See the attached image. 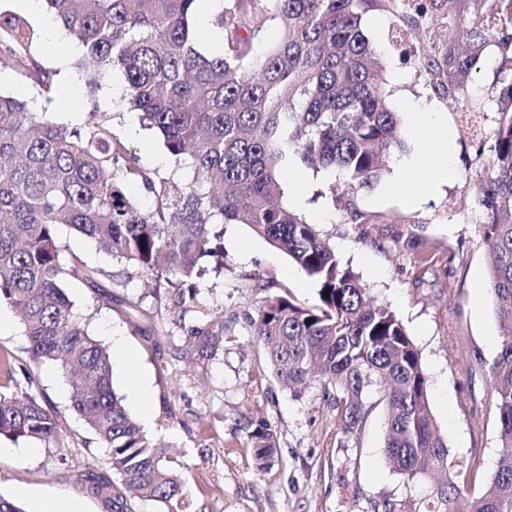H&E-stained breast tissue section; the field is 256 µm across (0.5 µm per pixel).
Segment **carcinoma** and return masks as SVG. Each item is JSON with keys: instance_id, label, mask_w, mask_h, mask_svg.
Masks as SVG:
<instances>
[{"instance_id": "carcinoma-1", "label": "carcinoma", "mask_w": 512, "mask_h": 512, "mask_svg": "<svg viewBox=\"0 0 512 512\" xmlns=\"http://www.w3.org/2000/svg\"><path fill=\"white\" fill-rule=\"evenodd\" d=\"M66 34L83 47L78 69L92 88L119 69L125 96L143 126L155 131L188 183L152 179L128 155L111 125L69 129L0 93V305L21 317L33 361L52 362L71 381L70 410L107 449L112 476L76 474L105 512H138L145 502L183 512L184 485L129 415L112 385V353L73 311L67 278L96 284L99 272L66 264L62 225L144 272L191 276L217 256L212 226L244 224L285 253L317 286V303L276 296L250 319L278 380L288 388L320 387L344 441L368 415L365 396L387 410L384 452L409 480L443 479L425 512H459L465 494L448 469V440L429 408L419 350L396 314L376 301L314 225L283 203L288 162L339 171L350 189L377 182L382 154L401 142L400 117L379 76L380 62L361 19L369 0H225L214 26L227 45L199 49L197 0H44ZM401 25L448 17L446 47L419 58L435 88L455 101L467 92L490 45L496 127L474 141L482 161L472 203L490 254L487 288L494 300L500 348L488 373L499 420L501 453L488 485L467 499V512H512V0H391ZM266 13L279 21L275 45L258 56L254 42ZM35 31L20 14L0 12V69L25 68L15 46ZM140 181L159 206L139 208L124 183ZM178 304L200 310L190 329L208 359L224 336V315L205 310L194 290ZM58 414L16 384L0 389V436L50 443ZM255 456L270 465L274 433L249 432Z\"/></svg>"}]
</instances>
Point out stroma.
<instances>
[{"mask_svg": "<svg viewBox=\"0 0 512 512\" xmlns=\"http://www.w3.org/2000/svg\"><path fill=\"white\" fill-rule=\"evenodd\" d=\"M388 0H374L363 15L366 35L384 64V78L395 110L423 99L441 112L454 144V174L436 193L411 201L390 192L396 162L414 149L410 133L386 156L385 172L371 188L346 191L340 173L295 163L307 191L294 209L316 224L370 294L401 319L429 377L431 412L447 437L453 472L475 476L484 487L500 453L498 416L489 398L486 373L476 358L492 361L499 350V329L487 289L489 254L482 219L471 194L481 172L460 107L432 85L418 59L422 46L444 49L446 22L435 18L396 38ZM22 50L45 70L51 94H42L27 73L0 69V91L26 101L50 120L81 127L90 112L108 120L140 166L153 178L190 182L189 168L177 165L162 139L140 128L139 115L126 101H113L112 88L124 76L113 71L91 91L76 68L44 50L48 31ZM224 268L200 279L207 311L224 316V340L209 360L195 356L187 328L199 319L194 308L179 309L175 292L156 284L134 263L120 261L69 229H61L63 259L80 258L100 270L111 298L95 294L83 281L65 288L93 337L107 340L120 332L147 380L151 418L140 426L161 446L169 465L183 479L185 512H373L390 498L403 512H422L428 485L410 481L388 464L384 453L385 412L367 397L369 413L357 438L342 442L336 418L316 387L293 392L273 375L247 316L269 296L290 297L308 306L317 287L288 257L243 224H219ZM139 302L148 316L127 315ZM0 357L27 367L32 391L59 415L61 436L44 444L0 437V496L11 499L21 487L79 502L83 512H104L100 501L79 491L72 476L81 470L108 471L105 448L69 409L68 379L52 364L35 363L15 312L0 307ZM275 433V462L262 471L248 434L258 422Z\"/></svg>", "mask_w": 512, "mask_h": 512, "instance_id": "1", "label": "stroma"}]
</instances>
